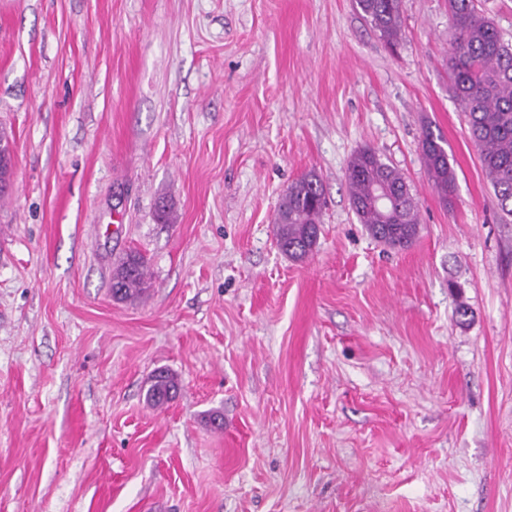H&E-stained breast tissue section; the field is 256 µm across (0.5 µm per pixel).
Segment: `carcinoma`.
<instances>
[{
  "instance_id": "obj_1",
  "label": "carcinoma",
  "mask_w": 512,
  "mask_h": 512,
  "mask_svg": "<svg viewBox=\"0 0 512 512\" xmlns=\"http://www.w3.org/2000/svg\"><path fill=\"white\" fill-rule=\"evenodd\" d=\"M368 25L391 47L402 42L400 0H356ZM453 75L452 91L465 112L471 140L478 146L482 171L494 190L499 209L512 215V43L495 24L479 16L475 0H448ZM441 136L426 127L421 150L432 188L446 201L455 190L456 173L441 146ZM391 192V209L366 205L376 181ZM351 208L375 240L391 249L408 247L419 232L418 204L404 176L384 163L371 148L359 150L346 170ZM325 197L318 175L310 172L288 186L274 218L277 243L295 261L305 260L318 244ZM150 288L147 259L132 251L112 273V296L130 301ZM176 378L167 371L154 375L147 402L160 407L173 399Z\"/></svg>"
}]
</instances>
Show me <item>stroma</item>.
I'll return each mask as SVG.
<instances>
[{
  "mask_svg": "<svg viewBox=\"0 0 512 512\" xmlns=\"http://www.w3.org/2000/svg\"><path fill=\"white\" fill-rule=\"evenodd\" d=\"M401 19L393 50L354 0H0V512H512V216L448 0ZM363 147L417 201L406 249L351 210ZM311 171L296 262L274 217ZM129 251L151 286L121 302ZM441 142V136L427 127L421 140V150L432 188L449 203L455 190L456 173ZM325 203L323 187L315 172L288 186L274 224L278 246L292 260H305L318 244ZM176 378L168 371H160L154 375L146 392L147 402L153 407H160L172 400L173 392L177 389Z\"/></svg>",
  "mask_w": 512,
  "mask_h": 512,
  "instance_id": "stroma-1",
  "label": "stroma"
}]
</instances>
